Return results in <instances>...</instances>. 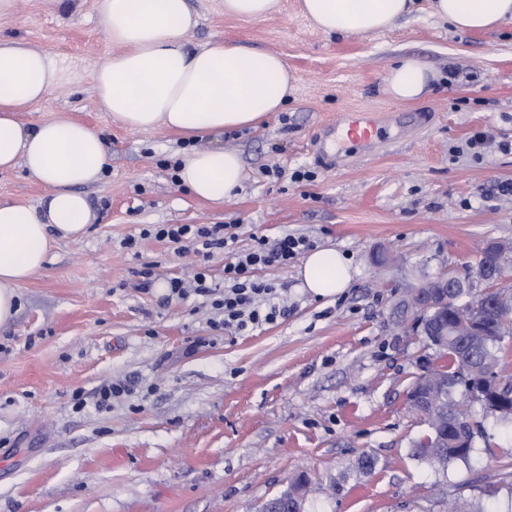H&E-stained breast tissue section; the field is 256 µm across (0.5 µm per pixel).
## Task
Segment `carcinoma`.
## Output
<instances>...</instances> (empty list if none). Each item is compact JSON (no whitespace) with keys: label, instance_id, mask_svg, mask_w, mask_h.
I'll return each instance as SVG.
<instances>
[{"label":"carcinoma","instance_id":"1","mask_svg":"<svg viewBox=\"0 0 512 512\" xmlns=\"http://www.w3.org/2000/svg\"><path fill=\"white\" fill-rule=\"evenodd\" d=\"M498 280L512 273V244H501ZM497 280L475 291L471 288L448 289V336L438 343L432 336H422L423 347L432 349L440 364L431 371L421 367L410 387L431 379L437 385L423 404L411 402L410 408L421 417L424 432L410 442V456L433 469L445 470L448 464L469 463L476 435L483 433V422L471 418L455 396L461 386L465 396L478 402L485 414L493 416L512 438V398L496 403L498 396L489 392L486 382L499 376L502 341L512 335V306L500 304L506 292L496 287ZM300 494L288 500V512H305L308 478L299 474Z\"/></svg>","mask_w":512,"mask_h":512}]
</instances>
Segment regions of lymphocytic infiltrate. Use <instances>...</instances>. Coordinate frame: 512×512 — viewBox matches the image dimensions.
Listing matches in <instances>:
<instances>
[{
  "label": "lymphocytic infiltrate",
  "instance_id": "1",
  "mask_svg": "<svg viewBox=\"0 0 512 512\" xmlns=\"http://www.w3.org/2000/svg\"><path fill=\"white\" fill-rule=\"evenodd\" d=\"M153 233L160 240L190 243L202 259L191 280L174 278L169 281L170 296L180 298L191 291L212 297L213 307L223 314V327L236 332L272 324L284 316L285 310L277 302V286L259 278L257 271L265 266L287 264L310 246L309 239L303 236L285 235L272 243L261 236L255 238L249 250L237 252L233 246L238 234L230 224H160ZM216 249L231 253L224 264V295L219 299L214 296L216 287L209 282L205 266L206 259Z\"/></svg>",
  "mask_w": 512,
  "mask_h": 512
}]
</instances>
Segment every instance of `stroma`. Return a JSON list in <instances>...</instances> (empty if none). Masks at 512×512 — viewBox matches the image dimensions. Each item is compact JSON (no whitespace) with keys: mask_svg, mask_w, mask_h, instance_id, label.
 I'll return each instance as SVG.
<instances>
[{"mask_svg":"<svg viewBox=\"0 0 512 512\" xmlns=\"http://www.w3.org/2000/svg\"><path fill=\"white\" fill-rule=\"evenodd\" d=\"M190 2L200 16L190 47L220 38L274 52L299 77L260 127L197 140L243 159V188L221 204L173 182L183 137L99 110L93 75L113 48L97 0H15L0 17V38L31 43L59 71L18 121L65 114L109 146L103 180L84 188L97 221L52 244L0 329V512H256L302 471L310 512H442L459 496L512 512V442L478 402H465L484 422L469 463L440 472L410 457L423 426L406 394L423 349L394 315L402 279L459 272L487 243H512V193L501 189L512 183V26L458 31L420 11L340 38L311 27L298 0L261 21L225 16L224 0ZM404 56L436 75L412 103L385 91ZM350 112L374 115L382 138L328 152L330 125ZM483 131L491 145L469 147ZM298 169L314 180L292 182ZM157 224L237 225L239 252L256 236L302 235L342 251L353 279L317 297L300 259L260 268L286 312L231 335L213 329L206 298L168 299L166 283L189 279L198 257L148 236ZM147 265L156 286L145 292L136 273ZM118 380L134 391L99 406ZM365 453L377 460L369 475L353 468Z\"/></svg>","mask_w":512,"mask_h":512,"instance_id":"obj_1","label":"stroma"}]
</instances>
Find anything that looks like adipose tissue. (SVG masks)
<instances>
[{
  "mask_svg": "<svg viewBox=\"0 0 512 512\" xmlns=\"http://www.w3.org/2000/svg\"><path fill=\"white\" fill-rule=\"evenodd\" d=\"M416 0H299V11L328 36L359 37L388 29L416 11ZM433 15L462 31L512 25V0H430ZM99 22L113 47L94 76L101 111L124 126L157 125L189 138L254 127L283 111L298 76L277 54L216 39L193 49L184 34L198 17L189 0H99ZM57 70L42 50L0 38V169L22 168L47 188L38 203H0V328L17 313V286L45 267L52 239L83 236L97 215L82 186L105 175L108 146L90 126L62 115L25 129L16 114L45 99ZM434 75L405 57L386 77L400 102L423 96ZM178 178L201 200L232 199L242 185L240 155L221 148L188 149ZM299 275L314 295L348 288L353 269L336 248L319 247Z\"/></svg>",
  "mask_w": 512,
  "mask_h": 512,
  "instance_id": "obj_1",
  "label": "adipose tissue"
}]
</instances>
